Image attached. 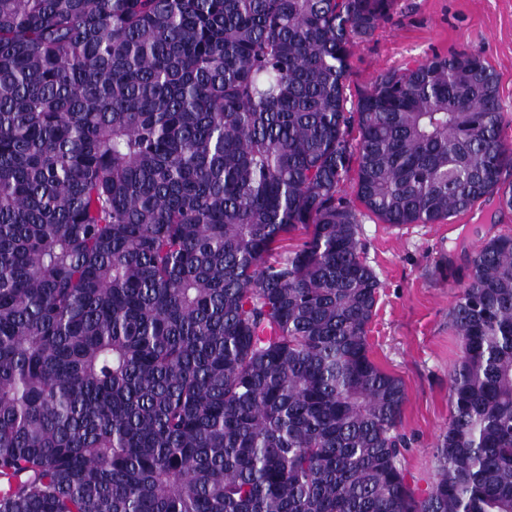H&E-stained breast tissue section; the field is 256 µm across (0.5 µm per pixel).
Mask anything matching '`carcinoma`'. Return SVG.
Listing matches in <instances>:
<instances>
[{"label": "carcinoma", "instance_id": "obj_1", "mask_svg": "<svg viewBox=\"0 0 512 512\" xmlns=\"http://www.w3.org/2000/svg\"><path fill=\"white\" fill-rule=\"evenodd\" d=\"M396 4L0 0V512H512V235L448 311L422 494L369 353L362 218L512 210L479 54L347 110Z\"/></svg>", "mask_w": 512, "mask_h": 512}]
</instances>
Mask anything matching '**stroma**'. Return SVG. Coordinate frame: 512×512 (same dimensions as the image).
Listing matches in <instances>:
<instances>
[{"label":"stroma","instance_id":"obj_1","mask_svg":"<svg viewBox=\"0 0 512 512\" xmlns=\"http://www.w3.org/2000/svg\"><path fill=\"white\" fill-rule=\"evenodd\" d=\"M483 56L499 77V103L512 143V0H398L397 12L350 57L349 103L382 72L434 54ZM512 234V211L496 200L447 224L390 226L364 217L359 238L381 290L369 325L371 355L406 389L403 428L411 439L404 466L416 491L435 471L434 445L450 418L448 369L457 339L448 311L467 274V256L490 236Z\"/></svg>","mask_w":512,"mask_h":512}]
</instances>
